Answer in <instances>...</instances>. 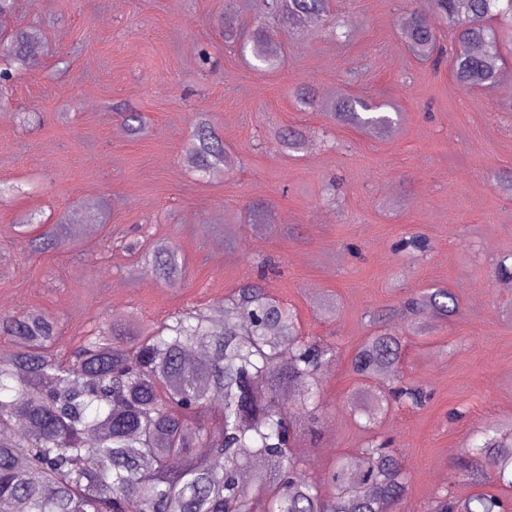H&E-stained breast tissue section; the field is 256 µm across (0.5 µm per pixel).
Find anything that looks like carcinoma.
<instances>
[{"mask_svg":"<svg viewBox=\"0 0 512 512\" xmlns=\"http://www.w3.org/2000/svg\"><path fill=\"white\" fill-rule=\"evenodd\" d=\"M455 30L451 69L468 87H492L500 79L504 50L512 47V0H434ZM329 0H262V16L309 18L328 11ZM402 31L419 60L437 53L434 24L415 10ZM269 29L259 26L252 54L265 68L276 65ZM34 51L20 30L0 47V79L11 78ZM336 120L366 134L391 132L397 123L360 100L339 99ZM122 117L130 133L146 128L142 113ZM188 163L207 172L226 163L211 123L192 119ZM19 227H35L32 251L66 246L65 224H49L37 211ZM155 274L176 284L186 271L176 249L153 246ZM455 295L430 288L408 298L402 314L448 319ZM387 329L365 338L351 359L363 379L389 376L403 355L402 336ZM0 335L16 349L0 353V512H397L407 497L406 468L388 442L373 438L356 463L339 460L320 480L303 473L290 455L292 442L318 418L319 373L334 349L302 336L296 319L259 286L243 283L224 299V322L206 311L176 313L158 328L135 320L98 330L62 358L51 351L56 322L35 310L0 314ZM288 356V365L280 364ZM298 392L295 407L280 398ZM419 409L424 389L389 380L374 403L355 401L354 419L369 429L382 401ZM474 491L438 495L430 512H503L512 488V430L483 427L469 455L458 463Z\"/></svg>","mask_w":512,"mask_h":512,"instance_id":"cac0c4a2","label":"carcinoma"}]
</instances>
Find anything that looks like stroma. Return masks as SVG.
I'll return each instance as SVG.
<instances>
[{
	"label": "stroma",
	"instance_id": "1",
	"mask_svg": "<svg viewBox=\"0 0 512 512\" xmlns=\"http://www.w3.org/2000/svg\"><path fill=\"white\" fill-rule=\"evenodd\" d=\"M410 10L435 19L450 47L432 0H330L302 28H272L280 64L258 71L222 28L250 34L258 0H17L0 39L25 29L50 50L0 89V184L15 189L0 201V314L51 316L54 351L67 356L94 327L133 312L157 324L212 312L241 281H259L304 335L336 348L319 376L320 435L296 442L318 478L367 439L349 404L381 386L350 360L373 317L398 326L404 300L447 287L458 316L407 337L398 366L430 400L389 410L375 431L407 467L401 512H427L446 489L468 495L454 464L473 431L512 422V278L496 275L512 255V197L497 186L512 175V54L493 88L464 87L449 60L409 53L399 17ZM300 90L381 104L399 129L370 137L338 125L301 110ZM124 107L147 117L144 137L129 134ZM198 113L228 156L205 177L185 160ZM283 127L304 134L300 150L274 140ZM256 204L271 223L252 220ZM27 211L69 214L71 246L31 253L14 228ZM418 235L422 253L404 246ZM131 239L172 244L185 281L166 285L124 250Z\"/></svg>",
	"mask_w": 512,
	"mask_h": 512
}]
</instances>
